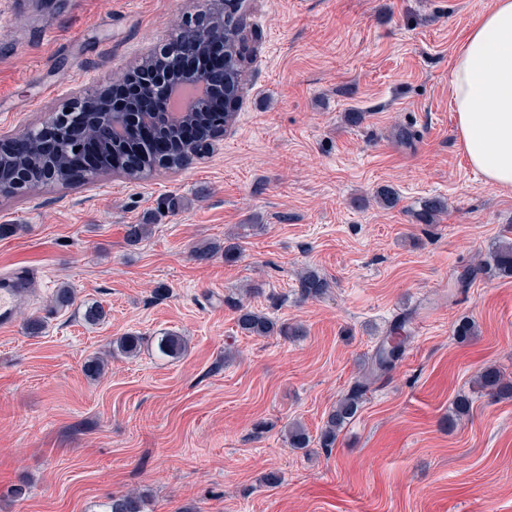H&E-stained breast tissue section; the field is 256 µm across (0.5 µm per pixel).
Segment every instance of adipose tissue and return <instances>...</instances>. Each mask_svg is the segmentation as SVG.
<instances>
[{
  "mask_svg": "<svg viewBox=\"0 0 512 512\" xmlns=\"http://www.w3.org/2000/svg\"><path fill=\"white\" fill-rule=\"evenodd\" d=\"M461 146L490 184L512 187V0L468 30L448 75Z\"/></svg>",
  "mask_w": 512,
  "mask_h": 512,
  "instance_id": "1",
  "label": "adipose tissue"
}]
</instances>
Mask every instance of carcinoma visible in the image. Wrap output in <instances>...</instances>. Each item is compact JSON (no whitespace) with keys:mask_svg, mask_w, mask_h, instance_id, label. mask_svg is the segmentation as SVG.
I'll return each instance as SVG.
<instances>
[{"mask_svg":"<svg viewBox=\"0 0 512 512\" xmlns=\"http://www.w3.org/2000/svg\"><path fill=\"white\" fill-rule=\"evenodd\" d=\"M249 9V0H224V112H193L188 121L195 124L200 130L220 136L235 121L241 92L243 89L244 74L242 63L236 50L240 34L241 23L246 19ZM171 149L164 158L154 155L149 142L139 137L130 138L122 146L109 147L100 144V150L105 154L117 155L121 152H134L141 158V163L132 171L119 169L126 173L130 179H144L157 168H181L204 157L197 146H187L179 139L170 141ZM0 167L8 172L13 169H22L28 173L27 185L39 188L45 185L44 172L47 169L40 151L39 143L35 142L31 151L23 157H0ZM53 169L59 180L63 182L74 181L71 171L70 159L67 152L61 153V158L53 163ZM448 210V202L441 197H432L420 203L417 219L422 224H433L440 215ZM224 251V260L233 261L237 258L239 245L236 237L231 236L224 243L206 242L196 246L193 258L197 261H206L213 257L218 250ZM496 274L512 278V240L505 239L498 243L487 258L468 267L455 280V287L467 288L478 276ZM299 288L303 298L315 299L327 293L331 288L330 282L318 271L310 268L304 269L298 277ZM224 302L233 306L238 313L237 325L248 336H295L299 329L286 323H280L265 313L254 309L242 300L233 297L224 298ZM411 321L409 315L397 319L377 344L372 355L365 362L358 378L353 381L346 392L336 402L328 413L326 421L317 438H312L308 430L299 423L288 427V446L295 449L310 447L317 442L322 448H332L336 443L338 433L351 422L361 410L362 404L370 391L371 386L386 377L401 359L409 341L405 334L406 325ZM143 345V338L136 334L120 336L112 341V352L127 358L139 355ZM155 350L167 358H178L187 350V339L177 332H165L154 339ZM475 385L494 400L512 399V380L505 378L496 368L488 366L478 375ZM147 497L139 492H127L113 495L105 503L104 512H146Z\"/></svg>","mask_w":512,"mask_h":512,"instance_id":"carcinoma-1","label":"carcinoma"}]
</instances>
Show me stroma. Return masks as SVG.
Listing matches in <instances>:
<instances>
[{"instance_id":"35a3bbf8","label":"stroma","mask_w":512,"mask_h":512,"mask_svg":"<svg viewBox=\"0 0 512 512\" xmlns=\"http://www.w3.org/2000/svg\"><path fill=\"white\" fill-rule=\"evenodd\" d=\"M494 0H251V58L235 123L213 151L144 181L0 195V274L39 293L0 331V512H102L138 490L148 512H512V400L475 393L486 366L512 378V278L455 288L512 231V188L459 143L448 74ZM192 0H0V135L41 125L80 87L115 83L173 34ZM364 113L356 127L345 113ZM392 187L399 203L373 195ZM442 196L437 224L416 222ZM153 219L130 246L127 225ZM238 235L237 260L193 246ZM311 267L331 287L302 298ZM76 301L51 309L60 286ZM300 335L247 336L225 297ZM106 318L83 320L85 304ZM412 311L396 369L331 448L318 435L379 338ZM43 317L39 335L26 318ZM477 334H453L461 319ZM186 336L177 359L144 344L96 379L113 338ZM470 411L453 419L458 395ZM277 472L280 483L262 477ZM24 487L23 498L13 488ZM447 210L448 202L445 198H427L420 203V210L417 213V219L420 224H434L437 217L446 213Z\"/></svg>"}]
</instances>
